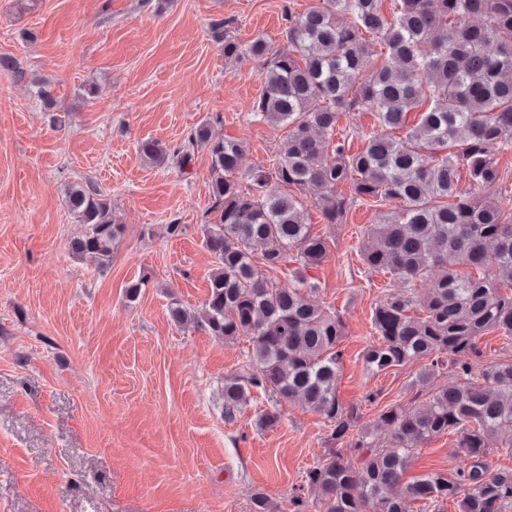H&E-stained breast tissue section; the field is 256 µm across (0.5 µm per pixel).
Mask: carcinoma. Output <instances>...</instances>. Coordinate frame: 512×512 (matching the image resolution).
<instances>
[{
    "instance_id": "obj_1",
    "label": "carcinoma",
    "mask_w": 512,
    "mask_h": 512,
    "mask_svg": "<svg viewBox=\"0 0 512 512\" xmlns=\"http://www.w3.org/2000/svg\"><path fill=\"white\" fill-rule=\"evenodd\" d=\"M392 17L381 0H316L303 14H286L291 50L259 37L242 45L225 38L224 57L257 59L265 70L252 115L288 128L267 172L240 183L242 142L216 136L212 118L174 150L156 140L140 154L185 170L197 149L211 157L204 245L215 259L209 293L190 311L170 304L176 323L234 341L247 338V370L224 378V417L232 420L251 390L298 400L328 422L327 448L291 495L293 512H306L305 490L318 493L320 512H407L422 501L440 512L448 499L461 512H512V470L492 469L488 456L512 455V360L484 358L481 336L512 339V195L497 193L496 155L512 144V0H398ZM380 36L384 60L364 74L362 35ZM427 110L405 136L408 114ZM371 111L380 130L351 154L328 142L342 112ZM468 170L475 193L456 195L458 169ZM350 185V195L337 191ZM322 189L314 202L324 223H344L354 200L399 199L398 212H380L366 228L361 261L402 284L372 310L381 336L364 352L372 375L422 363L413 405H389L374 422L387 434L375 444L359 429V414L337 391L345 325L336 310L319 306L303 272L328 256L327 239L307 224L298 192ZM296 192L289 191V188ZM66 198L84 231L73 255L109 264L125 227L99 191L71 185ZM260 254L262 268L254 263ZM290 262L295 283L269 279ZM430 287L420 293L415 283ZM417 309L420 316L410 315ZM448 382L436 381L440 376ZM449 433L459 448L454 477L435 472L404 482L417 448ZM345 447H340V444Z\"/></svg>"
}]
</instances>
